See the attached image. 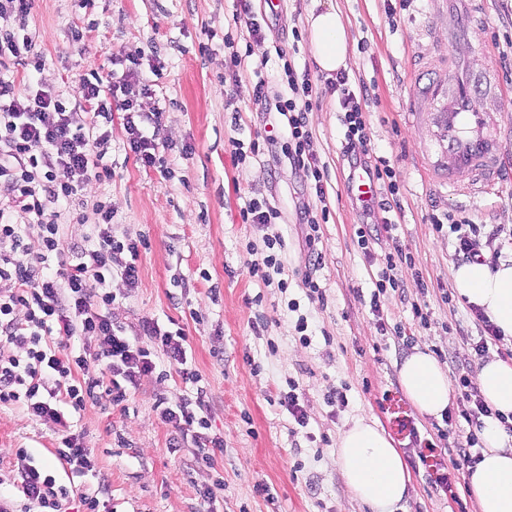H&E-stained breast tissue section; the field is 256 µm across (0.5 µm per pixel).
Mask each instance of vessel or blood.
<instances>
[{
  "instance_id": "1",
  "label": "vessel or blood",
  "mask_w": 512,
  "mask_h": 512,
  "mask_svg": "<svg viewBox=\"0 0 512 512\" xmlns=\"http://www.w3.org/2000/svg\"><path fill=\"white\" fill-rule=\"evenodd\" d=\"M429 94L435 108L427 121L437 160L446 173L435 185L474 201L481 199L497 184L503 149L494 116L481 106L487 85L475 75L453 73L432 83ZM461 172L469 174L468 183H459Z\"/></svg>"
}]
</instances>
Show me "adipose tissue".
<instances>
[{"label": "adipose tissue", "instance_id": "1", "mask_svg": "<svg viewBox=\"0 0 512 512\" xmlns=\"http://www.w3.org/2000/svg\"><path fill=\"white\" fill-rule=\"evenodd\" d=\"M309 52L326 75L346 67L348 39L333 6L311 10L307 19ZM457 292L480 308L505 337H512V261L484 258L459 265L454 272ZM402 386L415 407L441 416L448 407L449 379L429 352L412 353L400 369ZM476 383L485 401L500 416H512V363L490 355L479 368ZM499 416V418H500ZM499 418H488L480 432L481 459L469 470V489L480 512H512V448ZM337 466L354 496L372 512H391L402 501L411 478L402 456L374 420L359 419L345 430L337 445Z\"/></svg>", "mask_w": 512, "mask_h": 512}]
</instances>
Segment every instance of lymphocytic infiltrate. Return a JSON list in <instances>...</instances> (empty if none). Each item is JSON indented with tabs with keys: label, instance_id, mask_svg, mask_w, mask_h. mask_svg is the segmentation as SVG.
Returning a JSON list of instances; mask_svg holds the SVG:
<instances>
[{
	"label": "lymphocytic infiltrate",
	"instance_id": "obj_1",
	"mask_svg": "<svg viewBox=\"0 0 512 512\" xmlns=\"http://www.w3.org/2000/svg\"><path fill=\"white\" fill-rule=\"evenodd\" d=\"M29 13V0H0V21L19 22L12 29L0 28V56L18 59L31 52L34 36L24 23ZM120 66L122 73L110 87L85 78L69 96L34 86L20 98L12 81L0 77V197L8 200L7 207H0V237L12 242L10 251L0 252V406L18 404L31 416L57 425V454L80 474L93 470L94 454L82 435L73 432L68 413L84 411L105 395L113 405H120L163 362L175 367L195 392L172 407L165 398H157L162 420L180 431L198 463L211 464L224 449L223 440L208 433L205 391L188 361L183 328H165L146 319L141 335L131 336L112 315L113 276H120L127 288L139 285L140 241L115 240L112 211L101 205L94 209L95 220L78 216V223L88 227L79 241H66L58 222V207L69 201L77 186L111 173L108 96L122 97L126 144L137 160L146 168L164 162L149 131L160 112L142 113L134 107L136 96L151 95V86L141 76L139 60L125 59ZM226 66L231 75L246 72L255 77L254 100L280 116L292 169L302 173L317 199H324L323 169L313 151L307 121L315 94L310 78L298 76L294 61L285 60L284 90L272 96L263 75L265 62L250 61L248 53L236 50ZM326 86L342 113L343 149L350 156L351 170L363 171L374 185L397 195L400 185L388 162H370L358 154L369 140L360 93L349 86L342 72L327 80ZM14 211L20 213L21 222H12ZM501 232L498 226L486 230L458 220L448 226L456 256L468 262L481 261L482 238L493 239ZM18 308L23 309V317L15 316ZM472 314L477 333L464 336L458 355L457 411L444 415L445 423L459 418L475 429L465 448L457 452L454 465L458 468L475 463L476 431L493 414L470 378L472 362L490 348L506 344L501 330L480 308H473ZM75 336H93L97 343L68 349V339ZM21 477L25 497L44 512H62L70 492L45 467L25 464Z\"/></svg>",
	"mask_w": 512,
	"mask_h": 512
}]
</instances>
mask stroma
Wrapping results in <instances>:
<instances>
[{
  "label": "stroma",
  "instance_id": "obj_1",
  "mask_svg": "<svg viewBox=\"0 0 512 512\" xmlns=\"http://www.w3.org/2000/svg\"><path fill=\"white\" fill-rule=\"evenodd\" d=\"M346 28L345 73L353 87H366L362 103L370 159L394 168L400 193L385 204L362 208L347 190L350 167L343 153L344 130L335 100L321 93L308 114L313 149L325 167L326 218L320 223L322 260L311 269L306 227L299 205L315 203L286 156V139L261 160L241 164L232 141L264 140L271 120L253 99V80L231 78V49L251 48L267 58L270 93L282 55L298 71L322 83L305 39L312 0H281L266 18L261 41L250 42L236 22L237 0H31L27 17L35 55L43 70L5 62L0 75L16 94L38 82L72 92L81 77L109 80L117 58L159 64L152 96L139 97L141 111L159 110L154 128L164 145L163 166L145 168L126 144L125 113L112 109V173L81 187L59 208L66 240L81 239L80 212L94 203L112 209L115 239L146 240L140 253V284L126 288L113 277L115 321L127 333L142 319L179 321L192 363L207 391L211 435L224 451L212 466L196 463L188 449H173L179 431L163 422L157 396L177 403L187 388L176 372L145 380L124 405L109 398L74 416L73 425L94 448L92 471L76 474L55 457L52 423L19 407L0 409V495L17 512H38L21 492L18 449L45 465L73 498L103 494L109 512H370L353 495L336 464L337 442L354 421H377L410 472L408 494L396 512H479L465 473L451 461L470 432L467 424H445L420 413L399 376L415 350L440 349L449 377H457L452 354L461 348L460 329H472L469 304L458 295L453 271L460 260L447 232L434 222L447 215L480 224L512 225V0H484L478 35L464 54L471 69L492 64L500 90L482 106L500 117L503 181L484 202L438 193L432 181L431 133L426 117L433 102L422 92L427 79L448 63V17L441 0H332ZM83 33L73 41L72 30ZM267 200L279 211L269 224H246L248 200ZM392 230H384V223ZM378 225L368 248L357 229ZM284 239L281 254L287 289L264 286L249 272L266 244ZM415 260L402 269V289L376 293L375 278L389 254ZM313 272L322 292L309 298L302 285ZM423 287H416V280ZM429 313L413 319V306ZM306 317L309 344L295 330ZM297 383L309 416L298 426L279 403ZM223 481L224 496L206 502L200 492ZM269 487V494L255 490Z\"/></svg>",
  "mask_w": 512,
  "mask_h": 512
}]
</instances>
